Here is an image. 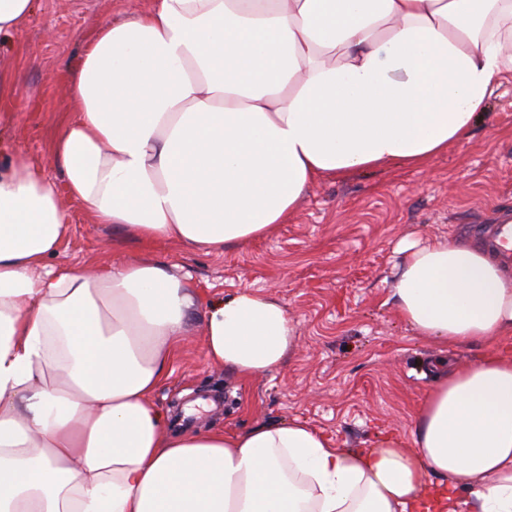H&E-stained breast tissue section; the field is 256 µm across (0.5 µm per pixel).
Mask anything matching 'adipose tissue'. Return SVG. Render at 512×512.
Masks as SVG:
<instances>
[{"instance_id": "adipose-tissue-1", "label": "adipose tissue", "mask_w": 512, "mask_h": 512, "mask_svg": "<svg viewBox=\"0 0 512 512\" xmlns=\"http://www.w3.org/2000/svg\"><path fill=\"white\" fill-rule=\"evenodd\" d=\"M512 83V0H150L85 44L53 179L0 139V512H512V274L465 243L403 247L392 299L417 335L481 343L410 441L338 448L300 420L172 429L154 401L202 322L210 365L276 370L285 308L200 299L139 257L52 263L63 204L141 244L207 253L287 223L306 190L467 139Z\"/></svg>"}]
</instances>
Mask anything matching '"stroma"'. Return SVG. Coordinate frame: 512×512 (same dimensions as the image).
Returning <instances> with one entry per match:
<instances>
[{"instance_id":"1","label":"stroma","mask_w":512,"mask_h":512,"mask_svg":"<svg viewBox=\"0 0 512 512\" xmlns=\"http://www.w3.org/2000/svg\"><path fill=\"white\" fill-rule=\"evenodd\" d=\"M148 0H43L19 35L27 54L17 68L13 142L44 167L72 95L84 44L105 23L133 15ZM71 233L56 260L93 269L141 253L112 227L89 223L69 201ZM512 212V85L504 86L475 123L469 141L449 144L423 168L398 164L346 179L314 183L296 215L262 239L205 254L176 242L152 254L191 276L201 297L242 290L272 294L286 308L299 342L274 372L246 377L205 359L200 325L176 350L156 392L160 409L179 414L204 401L196 425L230 433L260 423L301 419L344 448L370 446L380 433L409 438L435 361L475 364L479 343L444 346L417 336L391 298L400 247L435 238L474 241Z\"/></svg>"}]
</instances>
